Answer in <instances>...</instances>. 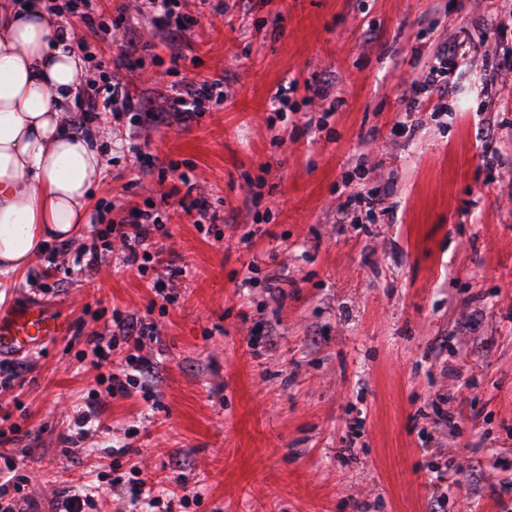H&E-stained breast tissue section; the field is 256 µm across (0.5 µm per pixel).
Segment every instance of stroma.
I'll list each match as a JSON object with an SVG mask.
<instances>
[{"instance_id": "1", "label": "stroma", "mask_w": 512, "mask_h": 512, "mask_svg": "<svg viewBox=\"0 0 512 512\" xmlns=\"http://www.w3.org/2000/svg\"><path fill=\"white\" fill-rule=\"evenodd\" d=\"M222 3L219 15L181 0L197 23L174 75L155 63L166 47L129 55L79 31L89 55L123 58L134 96L220 78L226 99L185 124L147 112L98 124L107 172L70 245L156 209L168 234L145 271L109 259L61 290L43 274L66 266L54 252L0 300L70 320L28 354L18 404L0 408V431L20 428L0 452L32 472L33 512L107 448L132 449L147 481L182 460L199 496L187 512H428L440 495L445 512H512V210L499 204L512 195V83L481 93L486 69L512 59V0ZM489 11L504 24L488 40ZM451 40L469 53L448 110L407 128L403 82ZM294 79L326 84L327 99L296 93L268 122ZM133 131L137 162L121 148ZM183 173L187 195L173 191ZM362 185L379 199L364 224ZM198 197L215 222L188 212ZM116 309L155 323L143 354L157 376L68 442L95 385L81 354L88 337H111ZM460 376L472 382L463 402Z\"/></svg>"}]
</instances>
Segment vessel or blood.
<instances>
[{"label": "vessel or blood", "instance_id": "1", "mask_svg": "<svg viewBox=\"0 0 512 512\" xmlns=\"http://www.w3.org/2000/svg\"><path fill=\"white\" fill-rule=\"evenodd\" d=\"M68 326L43 306L24 303L0 308V357L20 355L53 342Z\"/></svg>", "mask_w": 512, "mask_h": 512}]
</instances>
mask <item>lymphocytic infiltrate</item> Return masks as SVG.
I'll use <instances>...</instances> for the list:
<instances>
[{"label":"lymphocytic infiltrate","instance_id":"1","mask_svg":"<svg viewBox=\"0 0 512 512\" xmlns=\"http://www.w3.org/2000/svg\"><path fill=\"white\" fill-rule=\"evenodd\" d=\"M154 9V33L165 46H173L188 34L189 25L177 9L176 0H151ZM100 30L110 34L113 41H121L123 34L130 30L129 25H110L100 10L98 0H77L76 5L60 14L58 36L61 43L72 50H83L84 41L79 37L78 26ZM467 50L461 43H449L446 50L432 54L431 59L417 73L408 90L409 105L419 103L433 104L434 94L444 92L443 79L448 71L449 59L465 61ZM105 64H98L96 73L90 74L86 89L79 100L74 122L80 129H88L92 121L101 115L112 112H143L152 109L153 103L132 96L123 79L112 75L105 76ZM223 80H206L198 84L175 82L167 86L163 94L164 105L160 110V121L176 120L187 123L197 119L201 112L202 101L223 100ZM163 230L158 211L138 212L132 223L116 224L112 227L111 237H93L89 244L75 252V262L81 268H98L105 257L120 252L123 264L134 266L140 259L156 254L159 238ZM112 325L116 335L128 350L127 366L113 370L109 358L110 350L103 344L102 337L92 336L84 352L91 366L97 372L99 387L89 395L84 407L75 417L74 426L78 436H85L86 427L92 418L101 412L100 401L104 398L130 397L143 377L151 375L153 368L140 355L147 340L153 339L155 326L144 316L113 313ZM127 449L112 448L107 452L108 464L96 473L92 484L75 485L61 498L53 501L51 512H96L98 496L103 488L130 485L137 500L145 502L156 512H173L174 507H185L189 497L185 495L183 464L180 460H171L167 472L155 483H146L140 479L137 462L127 461ZM127 465L129 479L117 476L120 465ZM0 475L4 483L0 484V512H29L33 506L29 493L30 476L19 469L16 460L7 456L0 460Z\"/></svg>","mask_w":512,"mask_h":512}]
</instances>
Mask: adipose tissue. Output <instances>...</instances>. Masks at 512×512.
<instances>
[{"mask_svg": "<svg viewBox=\"0 0 512 512\" xmlns=\"http://www.w3.org/2000/svg\"><path fill=\"white\" fill-rule=\"evenodd\" d=\"M85 80L43 0H0V279L25 273L87 220L105 159L99 132L73 123Z\"/></svg>", "mask_w": 512, "mask_h": 512, "instance_id": "obj_1", "label": "adipose tissue"}]
</instances>
